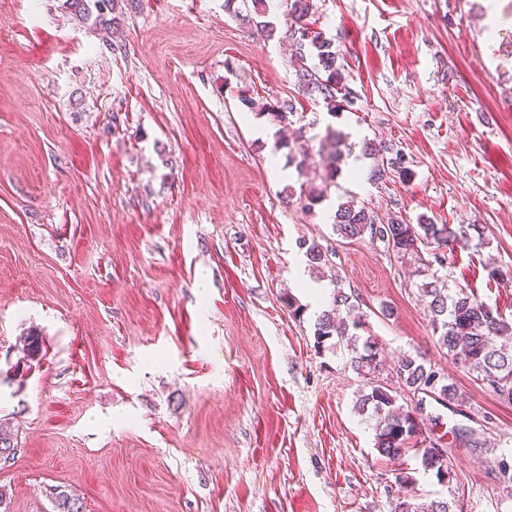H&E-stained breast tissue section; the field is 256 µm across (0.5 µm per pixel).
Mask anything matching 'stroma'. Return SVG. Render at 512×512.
Segmentation results:
<instances>
[{
    "label": "stroma",
    "instance_id": "1",
    "mask_svg": "<svg viewBox=\"0 0 512 512\" xmlns=\"http://www.w3.org/2000/svg\"><path fill=\"white\" fill-rule=\"evenodd\" d=\"M310 4L355 96L334 114L298 88L287 0H266L270 38L225 0H132L112 31L64 0H0L8 512H54L60 491L84 512H391L403 492L512 512V403L439 349L420 295L435 278L512 319V0ZM333 133L352 150L311 207ZM369 141L404 154L411 179L371 181ZM352 198L383 223L485 234L428 248L417 274L336 235ZM310 242L331 266L309 268ZM336 278L387 358L421 354L457 387L415 403L449 480L415 452L381 456L347 350L315 348L331 297L304 284Z\"/></svg>",
    "mask_w": 512,
    "mask_h": 512
}]
</instances>
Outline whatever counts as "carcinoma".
<instances>
[{
  "instance_id": "carcinoma-1",
  "label": "carcinoma",
  "mask_w": 512,
  "mask_h": 512,
  "mask_svg": "<svg viewBox=\"0 0 512 512\" xmlns=\"http://www.w3.org/2000/svg\"><path fill=\"white\" fill-rule=\"evenodd\" d=\"M122 0H65L66 9L80 22L90 19L99 25H111V14L121 10ZM310 0H290L288 9L289 36L295 43V73L299 90L320 99L329 112L354 104L351 91L342 81L339 54L335 43L308 27ZM343 139L336 138V148L324 158V168L329 180L336 179L343 160ZM393 171L402 178H409L410 171L403 166V156L386 161L373 169L371 178L382 181ZM336 234L346 240H378L399 259L409 258L420 264L425 262L424 250L432 244L449 246L465 234L449 224H409L402 217L390 218L382 224L363 205L353 200L339 204L334 214ZM306 256L317 269L331 263V253L313 242L306 249ZM428 298L432 316V331L437 344L447 351L454 363L476 376L499 397L512 401V322L474 296L459 290L450 293L433 281L422 284ZM351 295L340 285H335L331 306L322 311L315 323V347L328 346L347 350L349 366L366 382L370 391H361L358 408L374 420L375 446L379 454L395 458L409 451L411 440L419 435L413 411L398 403L403 394L432 391L444 401L457 399L454 383L438 376V371L426 367L420 357L402 356L391 380L382 384L376 379L383 371L379 359L378 339L370 335L364 315L353 320L340 316L341 311L352 310ZM424 470L435 472L439 480L450 476L447 459L437 454L436 447L415 449ZM15 455L14 434L0 427V460ZM57 512H84L80 499L61 491L55 496ZM393 512H452L448 501L434 500L428 505L416 502L412 496L395 500Z\"/></svg>"
}]
</instances>
